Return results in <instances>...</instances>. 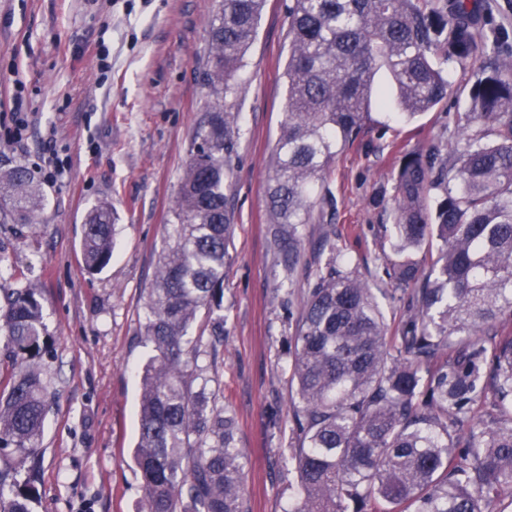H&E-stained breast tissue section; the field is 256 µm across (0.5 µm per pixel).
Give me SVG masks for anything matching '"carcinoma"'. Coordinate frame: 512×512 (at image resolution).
Wrapping results in <instances>:
<instances>
[{
  "label": "carcinoma",
  "mask_w": 512,
  "mask_h": 512,
  "mask_svg": "<svg viewBox=\"0 0 512 512\" xmlns=\"http://www.w3.org/2000/svg\"><path fill=\"white\" fill-rule=\"evenodd\" d=\"M201 72L206 88L162 250L144 303L134 461L145 512H248L237 421L224 403V277L232 263L235 152L229 101L265 0H216ZM285 118L268 180L274 263L290 281L303 228L320 224L309 281L286 347L292 392L288 512H505L512 494V51L487 35L482 0H291ZM484 55L464 146L406 154L395 173L392 253L364 278L329 226L328 175L371 115L375 75L395 84L410 121L452 93L440 64ZM42 188L18 165L0 171V206L38 223ZM114 216H87V272L112 259ZM0 512H32L48 387L37 364L36 288L0 289ZM398 296L389 328L377 295ZM490 403L478 416L475 408Z\"/></svg>",
  "instance_id": "1"
}]
</instances>
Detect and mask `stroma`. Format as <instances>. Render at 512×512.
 I'll return each mask as SVG.
<instances>
[{"label": "stroma", "mask_w": 512, "mask_h": 512, "mask_svg": "<svg viewBox=\"0 0 512 512\" xmlns=\"http://www.w3.org/2000/svg\"><path fill=\"white\" fill-rule=\"evenodd\" d=\"M290 0H265L232 112L239 128L231 194L235 234L224 281V397L246 460L248 512H283L292 494L285 450L295 328L280 305L272 263L266 179L284 120ZM215 0H0V169L44 156L70 166L45 187L38 224L0 213V288L36 286L45 345L39 362L51 397L35 512H141L133 461L139 373L152 356L139 339L144 290L188 157L205 90L198 68ZM478 63L449 65L452 96L400 123L373 109L329 178L338 245L372 264L379 227L373 202L393 197L400 158L456 140ZM28 129L9 141L15 94ZM117 214L109 265L83 267L82 228L91 207Z\"/></svg>", "instance_id": "1"}]
</instances>
